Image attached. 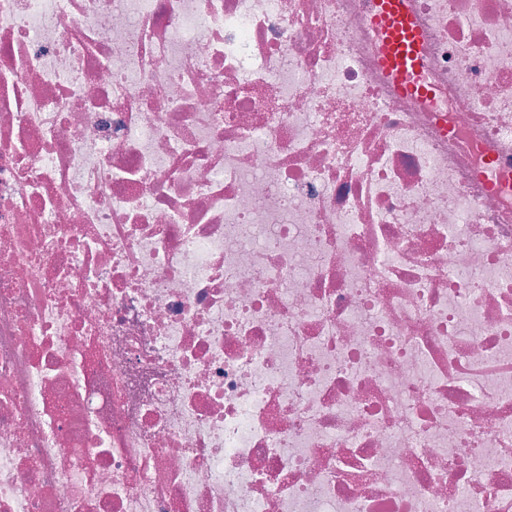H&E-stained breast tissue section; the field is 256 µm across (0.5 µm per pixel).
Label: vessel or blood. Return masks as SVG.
I'll return each instance as SVG.
<instances>
[{
	"label": "vessel or blood",
	"instance_id": "1",
	"mask_svg": "<svg viewBox=\"0 0 512 512\" xmlns=\"http://www.w3.org/2000/svg\"><path fill=\"white\" fill-rule=\"evenodd\" d=\"M372 23L383 37L381 64L398 82L403 93L428 96L419 82L421 68L420 35L413 26L406 0H376Z\"/></svg>",
	"mask_w": 512,
	"mask_h": 512
}]
</instances>
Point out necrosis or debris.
Listing matches in <instances>:
<instances>
[{
  "mask_svg": "<svg viewBox=\"0 0 512 512\" xmlns=\"http://www.w3.org/2000/svg\"><path fill=\"white\" fill-rule=\"evenodd\" d=\"M0 0V512H512V0ZM372 23L383 37L381 64L409 95L426 97L429 90L417 79L421 68L420 35L405 0H376Z\"/></svg>",
  "mask_w": 512,
  "mask_h": 512,
  "instance_id": "4bbe7bcc",
  "label": "necrosis or debris"
}]
</instances>
